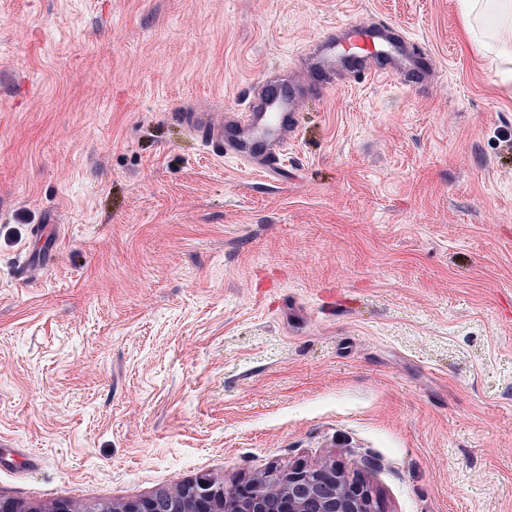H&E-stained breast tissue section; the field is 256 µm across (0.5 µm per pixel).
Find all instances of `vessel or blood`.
<instances>
[{
    "instance_id": "1",
    "label": "vessel or blood",
    "mask_w": 512,
    "mask_h": 512,
    "mask_svg": "<svg viewBox=\"0 0 512 512\" xmlns=\"http://www.w3.org/2000/svg\"><path fill=\"white\" fill-rule=\"evenodd\" d=\"M363 80L371 76L405 79L425 85L433 75L432 54L411 42L386 21L345 23L318 41L310 67L312 81L332 85L337 73ZM254 98L221 125L203 114H188L184 123L206 145L224 156L243 160L256 171L278 177L284 165L282 148L295 126L299 92L280 78L261 75Z\"/></svg>"
}]
</instances>
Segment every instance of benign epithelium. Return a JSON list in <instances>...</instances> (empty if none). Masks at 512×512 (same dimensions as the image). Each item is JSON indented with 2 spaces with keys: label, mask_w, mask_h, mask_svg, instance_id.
<instances>
[{
  "label": "benign epithelium",
  "mask_w": 512,
  "mask_h": 512,
  "mask_svg": "<svg viewBox=\"0 0 512 512\" xmlns=\"http://www.w3.org/2000/svg\"><path fill=\"white\" fill-rule=\"evenodd\" d=\"M97 512H381L378 501L358 472L340 464L295 463L272 469L231 486L201 477L176 483L154 495L107 503Z\"/></svg>",
  "instance_id": "benign-epithelium-1"
}]
</instances>
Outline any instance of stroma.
I'll list each match as a JSON object with an SVG mask.
<instances>
[{"instance_id": "35a3bbf8", "label": "stroma", "mask_w": 512, "mask_h": 512, "mask_svg": "<svg viewBox=\"0 0 512 512\" xmlns=\"http://www.w3.org/2000/svg\"><path fill=\"white\" fill-rule=\"evenodd\" d=\"M427 88L306 85L286 177L189 137L326 30ZM459 0H0V496L302 461L383 512H512V82ZM55 229V260L26 272ZM337 72L358 80L376 75L403 77L407 85L423 86L433 75L434 60L392 23H345L319 39L309 76L331 86Z\"/></svg>"}]
</instances>
